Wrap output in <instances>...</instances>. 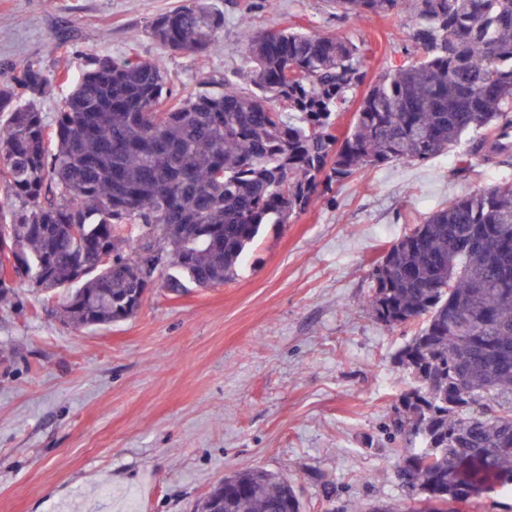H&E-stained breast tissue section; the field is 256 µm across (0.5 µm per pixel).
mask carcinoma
<instances>
[{
  "mask_svg": "<svg viewBox=\"0 0 512 512\" xmlns=\"http://www.w3.org/2000/svg\"><path fill=\"white\" fill-rule=\"evenodd\" d=\"M346 17L409 12L422 57L375 79L343 138L340 112L364 82L346 38L257 32L239 6L249 87L212 77L183 96L162 60L88 58L53 121L39 61L0 81V237L19 279L59 292L75 328L132 317L160 253L165 288L232 279L265 224H288L366 167L426 161L463 136L512 125V0H326ZM218 0H185L147 25L201 55L224 32ZM111 254L107 262L102 252ZM372 316L412 334L396 364L397 476L417 512H456L512 491V182L448 201L394 242L371 273ZM224 512H301L288 479L224 477Z\"/></svg>",
  "mask_w": 512,
  "mask_h": 512,
  "instance_id": "carcinoma-1",
  "label": "carcinoma"
}]
</instances>
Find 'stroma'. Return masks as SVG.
I'll return each mask as SVG.
<instances>
[{
  "label": "stroma",
  "instance_id": "35a3bbf8",
  "mask_svg": "<svg viewBox=\"0 0 512 512\" xmlns=\"http://www.w3.org/2000/svg\"><path fill=\"white\" fill-rule=\"evenodd\" d=\"M182 0H0V79L41 61L77 78L87 56L164 57L183 94L242 66L238 11L198 60L147 23ZM255 28L362 46L366 81L417 52L413 22L342 18L323 0L256 6ZM457 152L365 170L288 224H269L234 278L180 294L157 270L132 318L76 330L31 281L0 301V512H194L234 471L279 473L304 512L380 501L411 512L385 433L408 382L406 334L366 307L371 270L448 199L512 181V158Z\"/></svg>",
  "mask_w": 512,
  "mask_h": 512
}]
</instances>
